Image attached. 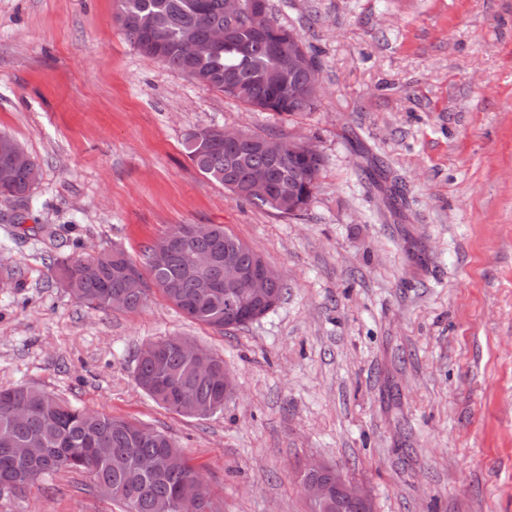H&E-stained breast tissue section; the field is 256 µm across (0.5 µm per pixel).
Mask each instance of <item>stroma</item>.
Segmentation results:
<instances>
[{
    "mask_svg": "<svg viewBox=\"0 0 512 512\" xmlns=\"http://www.w3.org/2000/svg\"><path fill=\"white\" fill-rule=\"evenodd\" d=\"M268 6L318 61L314 111H249L142 55L116 0H0V134L39 166L25 200L0 195V387L167 431L218 512H310L314 461L367 485L375 512H512V0ZM212 126L312 140L308 210L203 176L184 138ZM376 168L397 210L368 190ZM173 224H221L263 254L288 284L279 306L220 334L157 293L88 308L49 270L78 244L145 264ZM165 336L223 357V412L182 417L136 386L138 350ZM21 498L118 512L78 474Z\"/></svg>",
    "mask_w": 512,
    "mask_h": 512,
    "instance_id": "1",
    "label": "stroma"
}]
</instances>
